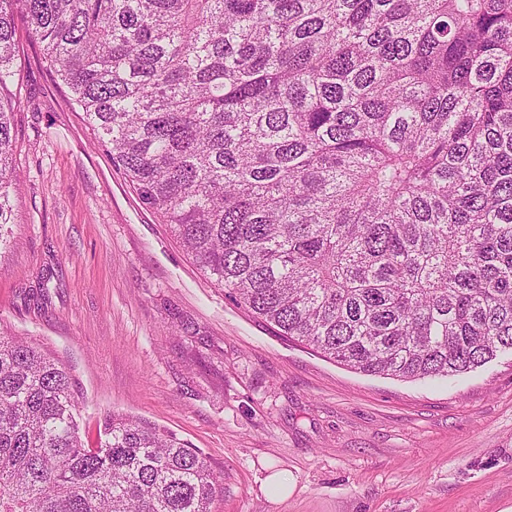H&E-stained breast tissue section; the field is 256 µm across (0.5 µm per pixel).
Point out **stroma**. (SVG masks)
<instances>
[{"mask_svg":"<svg viewBox=\"0 0 512 512\" xmlns=\"http://www.w3.org/2000/svg\"><path fill=\"white\" fill-rule=\"evenodd\" d=\"M20 178L0 327L67 361L96 445L106 413L200 451L213 512H512V353L448 380L367 376L214 286L97 143L16 17ZM287 474L291 494L263 481Z\"/></svg>","mask_w":512,"mask_h":512,"instance_id":"35a3bbf8","label":"stroma"}]
</instances>
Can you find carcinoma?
I'll use <instances>...</instances> for the list:
<instances>
[{"mask_svg": "<svg viewBox=\"0 0 512 512\" xmlns=\"http://www.w3.org/2000/svg\"><path fill=\"white\" fill-rule=\"evenodd\" d=\"M200 271L356 373L512 350V0H0V248L15 13ZM0 331V512H212L205 457Z\"/></svg>", "mask_w": 512, "mask_h": 512, "instance_id": "cac0c4a2", "label": "carcinoma"}]
</instances>
